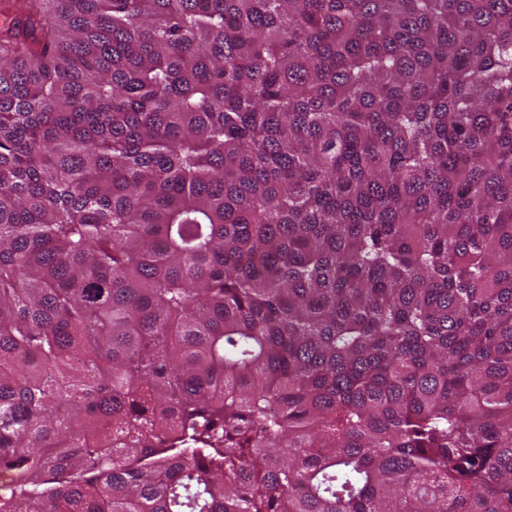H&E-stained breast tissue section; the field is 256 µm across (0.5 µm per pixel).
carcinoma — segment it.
Wrapping results in <instances>:
<instances>
[{
	"mask_svg": "<svg viewBox=\"0 0 512 512\" xmlns=\"http://www.w3.org/2000/svg\"><path fill=\"white\" fill-rule=\"evenodd\" d=\"M0 477L512 512V0H0Z\"/></svg>",
	"mask_w": 512,
	"mask_h": 512,
	"instance_id": "1",
	"label": "carcinoma"
}]
</instances>
